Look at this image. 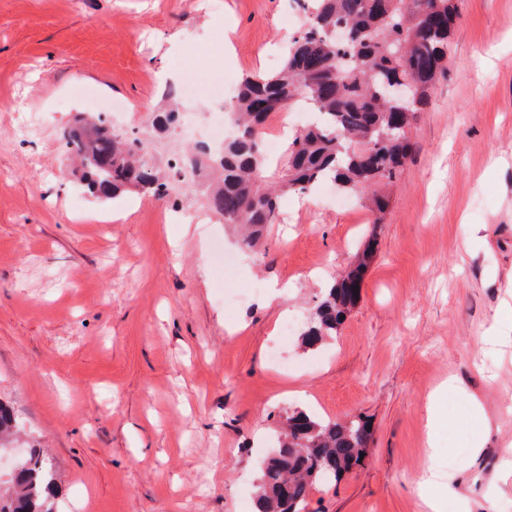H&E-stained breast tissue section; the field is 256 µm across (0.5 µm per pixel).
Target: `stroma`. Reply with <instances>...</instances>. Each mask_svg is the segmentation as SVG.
I'll return each mask as SVG.
<instances>
[{"label": "stroma", "mask_w": 512, "mask_h": 512, "mask_svg": "<svg viewBox=\"0 0 512 512\" xmlns=\"http://www.w3.org/2000/svg\"><path fill=\"white\" fill-rule=\"evenodd\" d=\"M294 0H0V398L53 460L60 512H247L257 461L288 412L367 418L362 464L315 487L307 512H512V0H461L448 70L417 116L382 224L335 186L288 194L257 248L232 227L175 224L172 201L102 199L62 133L74 87L137 105L153 128L164 82L276 71ZM209 42L206 55L190 45ZM361 299L317 351L290 339L371 232ZM230 249L225 307L206 255ZM287 285L270 299L271 284ZM466 397L430 398L448 380ZM480 415H472L469 399ZM435 435H428L429 421Z\"/></svg>", "instance_id": "35a3bbf8"}]
</instances>
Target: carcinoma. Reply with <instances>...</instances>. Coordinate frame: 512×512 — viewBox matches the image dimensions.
Wrapping results in <instances>:
<instances>
[{"label":"carcinoma","instance_id":"obj_1","mask_svg":"<svg viewBox=\"0 0 512 512\" xmlns=\"http://www.w3.org/2000/svg\"><path fill=\"white\" fill-rule=\"evenodd\" d=\"M304 21L293 35L283 67L274 74L243 78L235 96L238 131L213 152L198 144L189 158L222 174L208 188L207 207L226 224L251 229V248L277 222L279 199L304 194L326 181L345 195L364 196L380 224L389 206L384 189L409 158L412 125L428 104L448 61V37L458 16L456 0H296ZM348 29L338 46L332 32ZM406 80L412 98L392 103L386 87ZM308 104L317 121L291 133L276 164L267 163L261 136L269 115ZM66 151L85 169L88 189L110 198L134 191L164 199L174 192L170 169L141 155L101 116L83 123L79 136L64 140ZM377 246L369 239L355 261L315 305L300 335L307 351L336 335L354 309ZM21 429L13 408L0 401V450ZM372 439L368 420L354 416L322 420L303 410L288 415L277 437V454L264 461L256 499L258 512H306L310 489L334 482L362 461ZM54 464L32 447L3 478L0 512H57Z\"/></svg>","mask_w":512,"mask_h":512}]
</instances>
